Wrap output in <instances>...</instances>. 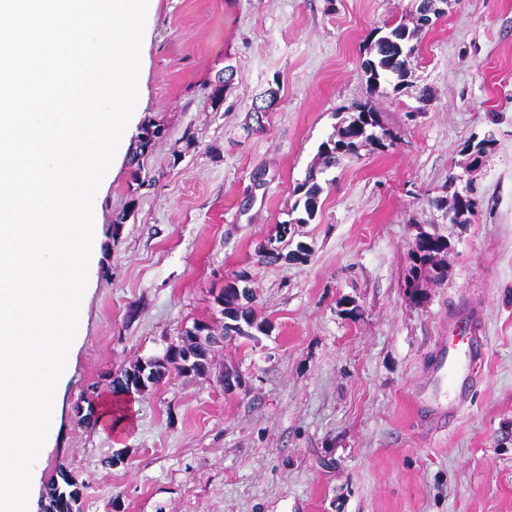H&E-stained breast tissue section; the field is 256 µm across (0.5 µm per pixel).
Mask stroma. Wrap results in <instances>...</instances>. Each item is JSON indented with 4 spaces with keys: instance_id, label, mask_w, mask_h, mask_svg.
Returning <instances> with one entry per match:
<instances>
[{
    "instance_id": "1",
    "label": "stroma",
    "mask_w": 512,
    "mask_h": 512,
    "mask_svg": "<svg viewBox=\"0 0 512 512\" xmlns=\"http://www.w3.org/2000/svg\"><path fill=\"white\" fill-rule=\"evenodd\" d=\"M413 4L151 0L136 122L94 199L88 285L29 512L62 466L85 484L84 512H512V0H448L411 87L368 94L367 48L412 23ZM271 86L275 106L255 117ZM366 99L394 144L322 168L320 144ZM148 120L165 132L140 183L128 156ZM487 135L470 168L467 145ZM311 173L320 208L296 224ZM469 180L475 214L448 223L428 200ZM422 231L447 238V275H424L415 302L405 279ZM277 238L309 256L260 262ZM243 270L268 333L225 340L208 377L132 395L126 434L78 423L84 393L112 399V375L193 321L221 328L214 298ZM473 323L483 354L469 388L429 389L438 342ZM228 368L245 381L231 394Z\"/></svg>"
}]
</instances>
